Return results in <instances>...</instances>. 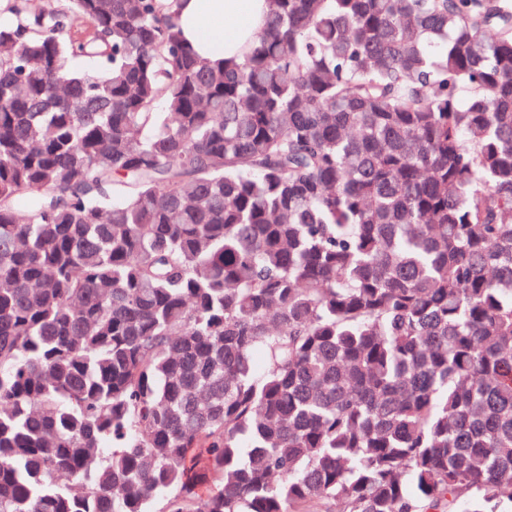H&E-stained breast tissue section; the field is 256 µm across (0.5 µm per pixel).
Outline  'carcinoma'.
Listing matches in <instances>:
<instances>
[{"label":"carcinoma","mask_w":512,"mask_h":512,"mask_svg":"<svg viewBox=\"0 0 512 512\" xmlns=\"http://www.w3.org/2000/svg\"><path fill=\"white\" fill-rule=\"evenodd\" d=\"M266 3L0 0V512H512V0ZM266 0H178L186 42L212 63L241 56L267 23Z\"/></svg>","instance_id":"obj_1"}]
</instances>
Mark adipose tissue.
<instances>
[{
	"label": "adipose tissue",
	"instance_id": "1",
	"mask_svg": "<svg viewBox=\"0 0 512 512\" xmlns=\"http://www.w3.org/2000/svg\"><path fill=\"white\" fill-rule=\"evenodd\" d=\"M186 42L213 63L242 55L267 23L265 0H178Z\"/></svg>",
	"mask_w": 512,
	"mask_h": 512
}]
</instances>
